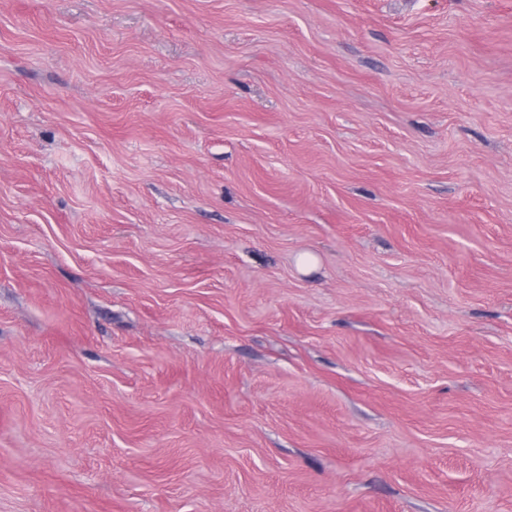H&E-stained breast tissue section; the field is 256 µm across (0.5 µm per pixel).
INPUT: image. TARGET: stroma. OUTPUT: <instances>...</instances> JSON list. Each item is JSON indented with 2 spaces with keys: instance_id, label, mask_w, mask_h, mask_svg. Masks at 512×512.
<instances>
[{
  "instance_id": "35a3bbf8",
  "label": "stroma",
  "mask_w": 512,
  "mask_h": 512,
  "mask_svg": "<svg viewBox=\"0 0 512 512\" xmlns=\"http://www.w3.org/2000/svg\"><path fill=\"white\" fill-rule=\"evenodd\" d=\"M0 512H512V0H0Z\"/></svg>"
}]
</instances>
